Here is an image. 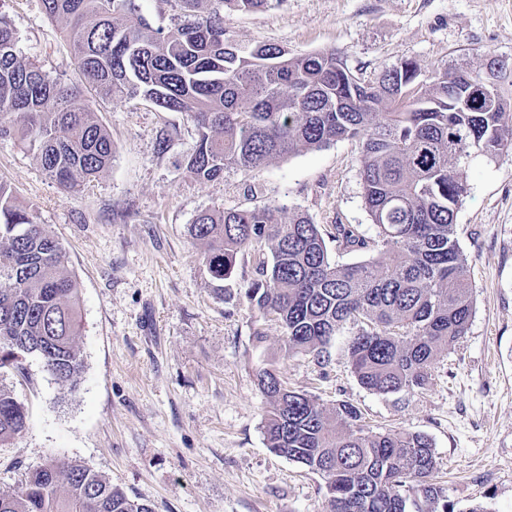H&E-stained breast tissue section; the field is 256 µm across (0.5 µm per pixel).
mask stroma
I'll return each mask as SVG.
<instances>
[{"label":"stroma","instance_id":"1","mask_svg":"<svg viewBox=\"0 0 512 512\" xmlns=\"http://www.w3.org/2000/svg\"><path fill=\"white\" fill-rule=\"evenodd\" d=\"M26 61L77 82L59 24L41 0H0ZM224 37L241 49L276 44L289 54L344 53L366 79L414 60L424 80L456 68L504 63L512 98V0H284L243 13L224 10ZM84 97L112 137L111 165L77 190H62L33 154L0 137V181L32 207L63 245L80 295L76 345L83 369L59 383L37 356L0 383L24 404L28 426L0 446V492L48 458L84 464L155 512H324L320 474L271 452L268 403L257 371L277 369L323 408L348 402L379 432L433 442L455 512L480 504L512 512V156H478L455 223L473 287L466 336L439 357L412 394H376L352 371L344 323L324 359L288 354L282 329L260 321L245 296L269 251L244 248L230 278H212L190 225L204 210L267 203L300 212L324 232L350 224L373 239L356 139L272 161L258 175L228 169L203 181L184 168L196 129L181 112ZM169 134L167 149L158 146ZM265 333L263 343L252 336Z\"/></svg>","mask_w":512,"mask_h":512}]
</instances>
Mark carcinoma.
Segmentation results:
<instances>
[{
  "instance_id": "obj_1",
  "label": "carcinoma",
  "mask_w": 512,
  "mask_h": 512,
  "mask_svg": "<svg viewBox=\"0 0 512 512\" xmlns=\"http://www.w3.org/2000/svg\"><path fill=\"white\" fill-rule=\"evenodd\" d=\"M205 1L207 15L168 32L153 28L136 0L41 3L62 24L100 98L190 117L197 139L184 167L198 180L222 178L229 168L256 175L286 155L361 140L363 198L378 239L350 224L334 225L331 238L378 256L332 262L320 225L275 204L202 211L191 234L206 245L216 280L232 275L243 248L267 245L271 261L262 262L246 297L261 319L281 326L288 353L320 359L343 323L360 322L348 347L360 385L382 395L424 388L473 315L454 219L472 156L512 154V102L501 96L493 112L486 100L474 112H450L448 81L420 80L408 59L368 81L334 49L291 56L258 44L245 53L224 39L221 8L260 11L281 0H178L193 12ZM0 136L26 146L65 190L112 164V139L82 90L25 61L2 13ZM79 304L62 244L0 182V370L20 372L23 357L35 355L58 381L74 382L83 367ZM257 379L269 404L267 447L323 476L326 512H454L435 479L427 435L375 432L355 406L327 411L274 369ZM26 428L24 405L0 386V445ZM0 512L154 510L85 465L51 459L0 493Z\"/></svg>"
}]
</instances>
